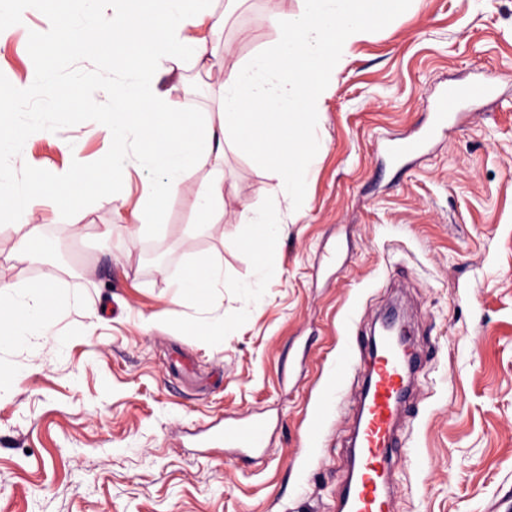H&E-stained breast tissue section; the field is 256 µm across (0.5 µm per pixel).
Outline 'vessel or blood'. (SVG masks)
Wrapping results in <instances>:
<instances>
[{
  "mask_svg": "<svg viewBox=\"0 0 512 512\" xmlns=\"http://www.w3.org/2000/svg\"><path fill=\"white\" fill-rule=\"evenodd\" d=\"M492 84L474 83L443 89L426 137L447 131L462 101L491 97ZM415 354L408 337L380 336L371 341L367 378L360 398L356 433L357 462L346 485L341 512H394L389 487L394 427L401 419L412 378ZM266 442L262 420L228 423L224 444L230 448H261Z\"/></svg>",
  "mask_w": 512,
  "mask_h": 512,
  "instance_id": "b4317fda",
  "label": "vessel or blood"
}]
</instances>
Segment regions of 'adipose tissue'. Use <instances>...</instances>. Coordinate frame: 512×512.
Here are the masks:
<instances>
[{
    "label": "adipose tissue",
    "mask_w": 512,
    "mask_h": 512,
    "mask_svg": "<svg viewBox=\"0 0 512 512\" xmlns=\"http://www.w3.org/2000/svg\"><path fill=\"white\" fill-rule=\"evenodd\" d=\"M209 0H139L134 14L107 13L99 0H67L70 17L79 27L60 32L52 27L38 36L47 51L69 55L97 50L111 59L99 73L100 85H111L101 104V121L112 140V160L84 178L95 192L123 193L125 161L136 158L150 171L144 193L131 210L126 245L138 242L158 225L166 203L189 191L195 197L196 224L214 226L224 216V149L231 146L255 156L279 185H301L313 162L309 125L341 69L349 47L369 31L372 20L394 16L410 0H302L300 13L269 14L267 23L280 31L272 48L225 67L207 41L221 32L242 0H226L215 14ZM188 61L221 76L215 107L207 115L185 111L167 95L153 94L150 81L167 63ZM129 71L131 80L111 83L110 75ZM209 165L204 183L189 187L187 174ZM70 174L36 172L30 185L0 184V215L27 226L16 253L28 258L33 238L41 233L38 210L64 202ZM223 277L220 263L204 257L191 263L173 281L174 301H199L214 292ZM25 319H17V311ZM53 320L45 314L44 290L28 285L0 286V341L41 344L54 336Z\"/></svg>",
    "instance_id": "1"
}]
</instances>
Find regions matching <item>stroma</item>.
<instances>
[{"label":"stroma","mask_w":512,"mask_h":512,"mask_svg":"<svg viewBox=\"0 0 512 512\" xmlns=\"http://www.w3.org/2000/svg\"><path fill=\"white\" fill-rule=\"evenodd\" d=\"M23 20L0 32V97L27 83L9 122L51 128L0 154L21 185L38 169H96L112 145L92 89L95 56L60 55L44 69L35 35L53 18L20 0ZM301 0H245L216 40L225 66L279 34L271 12ZM488 81L492 97L462 106L448 133L397 161L389 139L416 135L448 84ZM88 89L76 106L44 83ZM186 111L208 112L218 87L190 63L152 80ZM319 158L304 184L276 192L254 157L227 151L224 218L195 226L194 198L164 208L162 227L133 249L121 243L147 171L131 169L126 203L77 197L69 214L39 211L43 234L66 258L18 259L25 234L0 217V285L56 280L58 340L0 342V512H336L350 467L347 361L394 299L408 307L420 362L393 463L396 512H504L512 500V0H413L356 42L315 114ZM77 136L80 152L61 145ZM279 206L283 232L260 275L242 242V207ZM85 226L73 239L72 225ZM111 228V240L101 232ZM162 264L150 261L151 253ZM216 257L224 286L211 309L172 302L171 276ZM260 282L258 298L241 284ZM224 318V334L196 326ZM341 375L329 427L303 445L304 419ZM258 415L265 447L202 438L225 420Z\"/></svg>","instance_id":"35a3bbf8"}]
</instances>
